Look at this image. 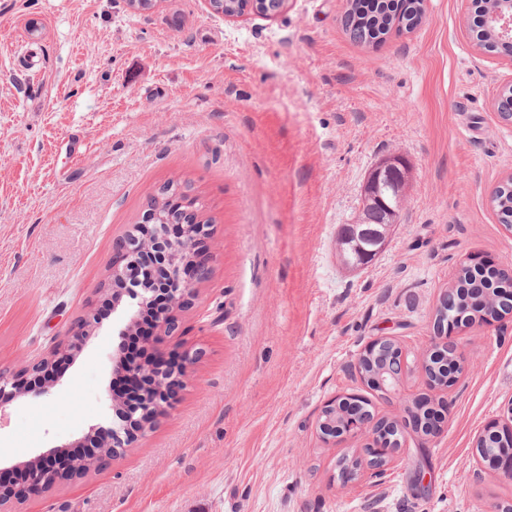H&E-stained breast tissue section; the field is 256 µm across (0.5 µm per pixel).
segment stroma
<instances>
[{"mask_svg": "<svg viewBox=\"0 0 512 512\" xmlns=\"http://www.w3.org/2000/svg\"><path fill=\"white\" fill-rule=\"evenodd\" d=\"M347 0H288L233 20L205 0H0V372L48 352L90 309L115 245L152 197L179 183L202 204L211 270L183 336L200 351L164 412L121 458L9 512H501L512 482L478 473L477 435L512 407V319L451 331L463 371L448 388L418 371L395 395L349 366L395 337L410 358L462 265H512L490 194L512 173V126L493 102L512 58L477 51L472 0H426L413 31L359 44ZM410 168L389 242L346 270L342 225L384 157ZM105 318L50 392L0 408V453L27 459L111 425ZM354 394L377 416L444 406L442 430L407 429L377 481L338 460L367 438L324 443L316 419ZM429 470L417 493L414 475Z\"/></svg>", "mask_w": 512, "mask_h": 512, "instance_id": "35a3bbf8", "label": "stroma"}]
</instances>
